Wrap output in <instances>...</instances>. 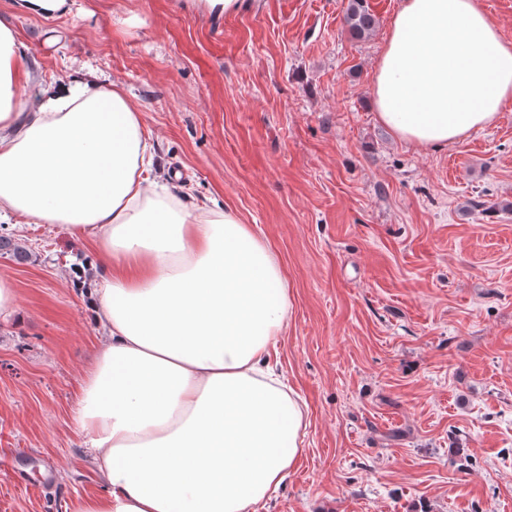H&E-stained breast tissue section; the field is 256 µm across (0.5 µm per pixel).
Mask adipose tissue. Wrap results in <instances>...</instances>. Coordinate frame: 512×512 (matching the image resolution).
<instances>
[{"mask_svg":"<svg viewBox=\"0 0 512 512\" xmlns=\"http://www.w3.org/2000/svg\"><path fill=\"white\" fill-rule=\"evenodd\" d=\"M0 21V220L58 224L107 260L106 331L74 420L102 493L76 512H254L294 466L304 405L269 368L290 301L266 241L229 210L158 192L140 112L112 82L33 99ZM399 140L448 146L512 101V42L480 0H401L371 87Z\"/></svg>","mask_w":512,"mask_h":512,"instance_id":"ef3b65f1","label":"adipose tissue"}]
</instances>
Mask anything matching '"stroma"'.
I'll use <instances>...</instances> for the list:
<instances>
[{
    "label": "stroma",
    "mask_w": 512,
    "mask_h": 512,
    "mask_svg": "<svg viewBox=\"0 0 512 512\" xmlns=\"http://www.w3.org/2000/svg\"><path fill=\"white\" fill-rule=\"evenodd\" d=\"M70 0L57 19L0 0L32 76L105 75L135 103L188 206L229 208L288 288L270 361L306 405L301 453L257 512H512V103L444 148L399 141L371 101L401 0ZM0 512H75L103 491L73 420L106 270L57 224L0 222ZM345 22L350 35L355 39L362 40L374 30L377 19L369 10L366 0H349ZM0 256H6L18 264L31 261L29 250L8 234L0 235Z\"/></svg>",
    "instance_id": "35a3bbf8"
}]
</instances>
